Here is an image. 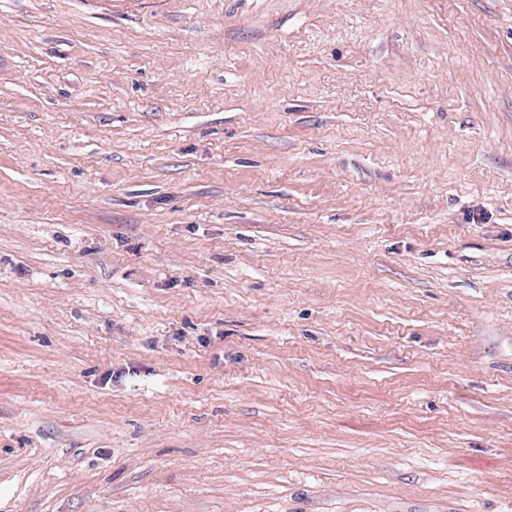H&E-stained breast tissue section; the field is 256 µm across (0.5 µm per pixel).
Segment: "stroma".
I'll return each instance as SVG.
<instances>
[{
  "label": "stroma",
  "mask_w": 512,
  "mask_h": 512,
  "mask_svg": "<svg viewBox=\"0 0 512 512\" xmlns=\"http://www.w3.org/2000/svg\"><path fill=\"white\" fill-rule=\"evenodd\" d=\"M0 512H512V0H0Z\"/></svg>",
  "instance_id": "stroma-1"
}]
</instances>
